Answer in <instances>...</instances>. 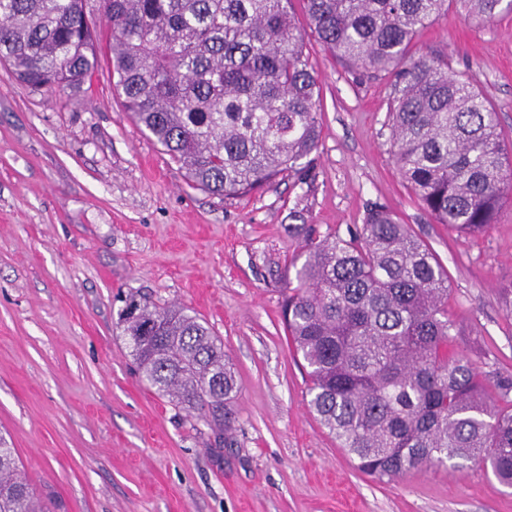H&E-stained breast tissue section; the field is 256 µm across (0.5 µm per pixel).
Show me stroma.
I'll list each match as a JSON object with an SVG mask.
<instances>
[{"label": "stroma", "instance_id": "stroma-1", "mask_svg": "<svg viewBox=\"0 0 512 512\" xmlns=\"http://www.w3.org/2000/svg\"><path fill=\"white\" fill-rule=\"evenodd\" d=\"M322 134L305 177L223 199L187 184L130 121L108 64L34 92L0 70V434L57 512H512L481 462L378 480L319 425L281 316L304 224L359 230L372 203L448 271L454 351L488 395L512 378V203L478 236L436 223L391 147L390 76L337 61L313 34ZM463 74L512 145V12L456 11L418 36ZM195 311L240 387L222 435L140 378L116 322L129 296Z\"/></svg>", "mask_w": 512, "mask_h": 512}]
</instances>
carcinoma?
I'll return each instance as SVG.
<instances>
[{"instance_id": "carcinoma-1", "label": "carcinoma", "mask_w": 512, "mask_h": 512, "mask_svg": "<svg viewBox=\"0 0 512 512\" xmlns=\"http://www.w3.org/2000/svg\"><path fill=\"white\" fill-rule=\"evenodd\" d=\"M0 0V65L33 91L81 88L100 59L126 111L195 187L244 197L306 173L321 136L318 79L291 0ZM330 54L394 78V157L422 207L464 235L512 200L495 108L410 48L454 9L489 21L512 0H302ZM283 319L308 367V405L365 474L479 460L512 486V379L488 397L448 318V273L380 203L359 232L304 229ZM139 374L220 432L238 393L224 345L189 310L131 301L119 317ZM0 437V512H51Z\"/></svg>"}]
</instances>
